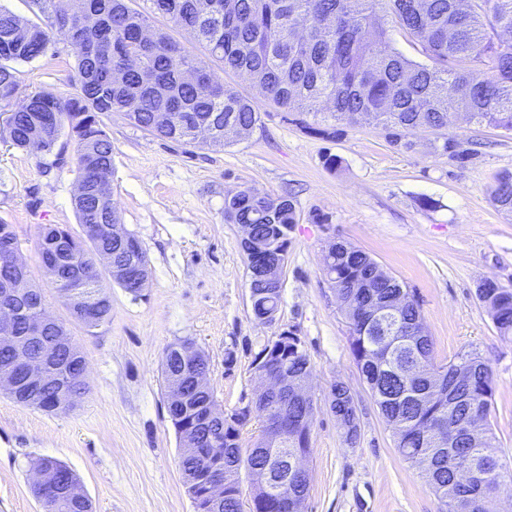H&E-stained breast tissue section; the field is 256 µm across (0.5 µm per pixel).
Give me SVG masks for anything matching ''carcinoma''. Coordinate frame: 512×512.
<instances>
[{
  "mask_svg": "<svg viewBox=\"0 0 512 512\" xmlns=\"http://www.w3.org/2000/svg\"><path fill=\"white\" fill-rule=\"evenodd\" d=\"M34 18L23 19L0 7V112H6L0 134L35 156L53 152L61 135L73 147L78 177L89 191L74 198L78 224L120 223L112 205L110 181L93 173L112 166V142L104 127L119 114L138 129L162 139L197 144V130L232 122L254 129L255 104L224 86L208 63L192 54L166 30L157 29L150 41L140 40L156 15L173 28L193 34L209 56L226 71L248 74L266 100L292 115L305 133L326 141L344 134L342 125L370 126L382 132L397 150L413 149L408 140L416 128L448 125V114L463 112L477 125L512 132V0H144L135 9L131 0H83L85 19L72 21L67 32L56 24L71 0H30ZM398 25L433 65H422L395 51L388 24ZM61 40L75 60L76 79L59 94L36 93L23 106H13L19 93L16 65L46 54ZM201 71L204 85L184 79V71ZM312 116L313 121L302 119ZM493 202L512 212V172L495 177ZM224 221L254 224L255 236L270 243L269 264L288 256V234L297 223L290 196L262 195L250 188L224 198ZM68 235L74 248L54 281L73 318L87 327L110 319L112 296L96 273L98 251H114L110 239L81 240L65 225H54L51 237ZM375 261L343 243L328 269L331 286L350 326V350L404 461L424 471L445 512H493L502 491H512V468L500 462L488 422L495 393L489 364L472 352L460 353L448 364L436 362L433 342L418 340L411 329L422 320L418 300L398 306L400 287L372 277ZM254 291L252 315L259 318L280 306L282 295L268 289L257 270L248 273ZM15 291L34 311L44 306L32 282ZM480 301L487 307L502 336H512V288L480 283ZM392 309L397 330L391 334L361 315L373 302ZM32 316L16 323L14 335L27 340L29 358L40 345L59 334L48 325L41 336L29 335ZM71 345L60 355L67 374L63 385L72 397L52 403L59 387L42 390L24 386L11 395L18 404L46 412L72 409L85 393L79 360ZM297 380L312 373L305 350L288 347L274 356ZM178 350L164 351L166 384L181 378ZM207 398L193 397L187 410L171 417L177 435L207 438V427L193 422V410ZM330 406L357 418L350 389L332 385ZM223 427L226 480L224 512H241V468H266L278 488L284 480L280 462L242 451L239 422ZM466 460L475 471L470 483L453 481L450 468ZM35 467L41 482L32 487L43 512H92L89 498L55 494L60 480L75 485V474L61 461L42 457Z\"/></svg>",
  "mask_w": 512,
  "mask_h": 512,
  "instance_id": "carcinoma-1",
  "label": "carcinoma"
}]
</instances>
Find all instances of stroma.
I'll list each match as a JSON object with an SVG mask.
<instances>
[{
    "label": "stroma",
    "mask_w": 512,
    "mask_h": 512,
    "mask_svg": "<svg viewBox=\"0 0 512 512\" xmlns=\"http://www.w3.org/2000/svg\"><path fill=\"white\" fill-rule=\"evenodd\" d=\"M18 70L20 97L54 94L72 79L74 59L59 42ZM223 79L257 103L261 117L224 148L161 139L117 116L107 123L112 202L147 252L148 280L137 296L111 286V319L94 328L71 319L38 250L41 225H77L73 151L37 157L0 140V222L16 233L48 313L81 349L89 386L58 414L0 392V512H42L30 486L34 461L46 456L77 474L94 512H194L167 413L165 348L188 338L205 353L210 385L229 415L252 404L255 359L285 332L313 367L306 512H438L424 473L397 454L354 361L349 324L323 268L333 240L368 253L415 295L437 362L467 351L488 362L496 385L489 422L498 456L512 466V339L499 336L476 294L487 279L512 288V212L492 202L496 176L512 172V134L451 115L445 134L467 149L461 162L425 130L410 133V152L370 127L324 141L285 121L253 80L232 72ZM328 154L339 158L336 168L325 165ZM243 188L292 193L298 215L270 324L252 316L239 228L224 221L225 195ZM339 381L357 407L352 446L329 407Z\"/></svg>",
    "instance_id": "1"
}]
</instances>
